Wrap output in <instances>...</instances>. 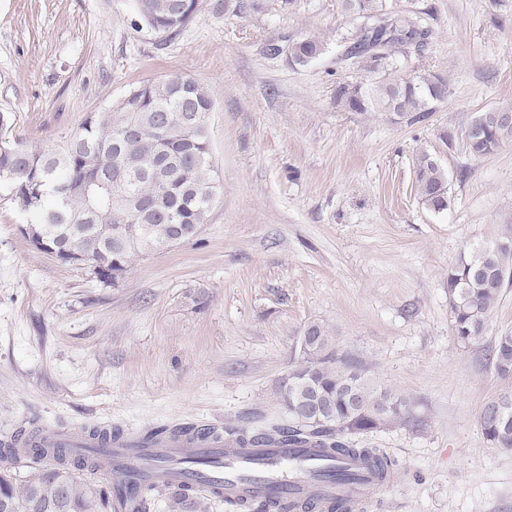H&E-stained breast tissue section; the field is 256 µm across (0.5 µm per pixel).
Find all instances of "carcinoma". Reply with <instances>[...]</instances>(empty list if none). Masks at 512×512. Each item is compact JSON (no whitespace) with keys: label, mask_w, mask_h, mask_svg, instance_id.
<instances>
[{"label":"carcinoma","mask_w":512,"mask_h":512,"mask_svg":"<svg viewBox=\"0 0 512 512\" xmlns=\"http://www.w3.org/2000/svg\"><path fill=\"white\" fill-rule=\"evenodd\" d=\"M135 30L150 26L172 38L193 17L197 0H135ZM343 8L362 19L346 49L357 71L378 77L370 83L339 81L336 105L349 112H388L398 121H425L444 101L447 85L434 73L389 78L404 49L428 40L430 32L407 14L388 13L382 0H344ZM324 52L322 41L304 36L288 47L291 62L307 65ZM213 101L205 86L180 74L145 83L75 133V143L59 152L17 154L15 140L3 134L8 118L0 113V189L45 236L74 245L100 267L112 269L116 281L137 259L160 250L175 233L194 238L208 222L218 193L210 156L208 121ZM474 157L494 153L512 142V121L488 111L465 132ZM416 193L428 209H448V174L430 154L415 166ZM512 287V224H503L490 239L463 252L448 269V305L455 341L465 347L485 344L490 322L506 289ZM487 345V344H485ZM299 359L288 385L275 390L288 423L257 428L223 429L187 424L146 431L138 440L156 443L166 436L198 439L224 436V442L248 445L319 448L323 465L309 472L319 487L385 479L395 467L378 448H362L354 437L393 426L415 427L416 401L377 384L363 364L338 351L325 324L310 321L297 341ZM495 373L512 378V332L487 345ZM486 440L512 453V388L487 402L480 412ZM105 448L124 438L115 428L89 430ZM32 456L50 463L19 475L20 462ZM358 458L363 469L342 465ZM215 460L189 457L182 465L192 480L173 493L174 509L186 506L187 492L213 470ZM93 453H77L64 443L41 438L0 442V506L11 512H110L112 498L136 494L140 512H148V492L155 489L147 474L125 469L115 481L99 483ZM244 512H350V501L333 494L294 493L282 486L265 498L239 504Z\"/></svg>","instance_id":"1"}]
</instances>
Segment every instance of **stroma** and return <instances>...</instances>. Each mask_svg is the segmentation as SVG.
Wrapping results in <instances>:
<instances>
[{
  "mask_svg": "<svg viewBox=\"0 0 512 512\" xmlns=\"http://www.w3.org/2000/svg\"><path fill=\"white\" fill-rule=\"evenodd\" d=\"M430 31L399 74L435 73L447 98L416 125L337 106L366 80L344 56L359 21L341 0H198L181 32L134 31V0H0V113L35 151L59 152L130 89L190 76L213 100L219 194L199 235L112 283L35 251L0 199V441L44 426H258L295 342L326 324L339 351L412 397L420 426L362 437L397 463L359 512H512V454L483 436L503 389L481 347L454 340L448 268L512 222V144L475 158L463 133L512 107V0H382ZM312 36L305 66L288 46ZM451 204L415 189L420 153ZM323 52L324 46L322 41L309 36L293 41L288 47V56L291 62L301 66L316 60ZM416 193L428 209L440 213L448 209V174L430 154H422L415 166Z\"/></svg>",
  "mask_w": 512,
  "mask_h": 512,
  "instance_id": "1",
  "label": "stroma"
}]
</instances>
